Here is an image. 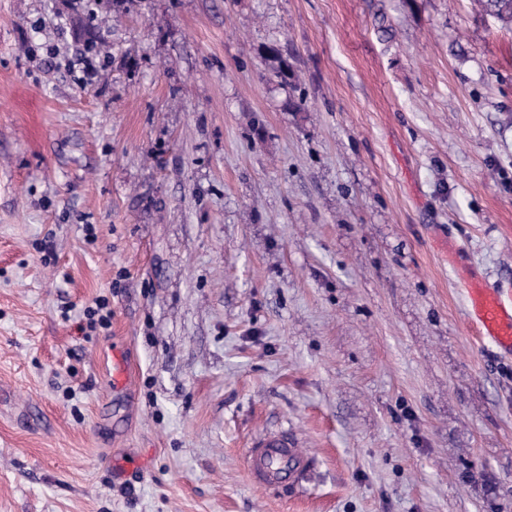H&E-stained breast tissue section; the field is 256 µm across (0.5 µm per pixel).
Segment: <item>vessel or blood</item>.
I'll list each match as a JSON object with an SVG mask.
<instances>
[{"instance_id": "obj_1", "label": "vessel or blood", "mask_w": 512, "mask_h": 512, "mask_svg": "<svg viewBox=\"0 0 512 512\" xmlns=\"http://www.w3.org/2000/svg\"><path fill=\"white\" fill-rule=\"evenodd\" d=\"M468 298V318L481 335L501 351L512 352V304H507L497 290L476 281L470 284ZM246 462L252 480L272 489L303 488L312 466L295 441L281 433L259 438L247 449Z\"/></svg>"}]
</instances>
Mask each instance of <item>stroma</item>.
<instances>
[{"label": "stroma", "mask_w": 512, "mask_h": 512, "mask_svg": "<svg viewBox=\"0 0 512 512\" xmlns=\"http://www.w3.org/2000/svg\"><path fill=\"white\" fill-rule=\"evenodd\" d=\"M470 280L512 296L476 0H0V512H512ZM246 462L252 480L272 489L303 488L312 466L310 458L283 433L259 438L246 449Z\"/></svg>", "instance_id": "stroma-1"}]
</instances>
